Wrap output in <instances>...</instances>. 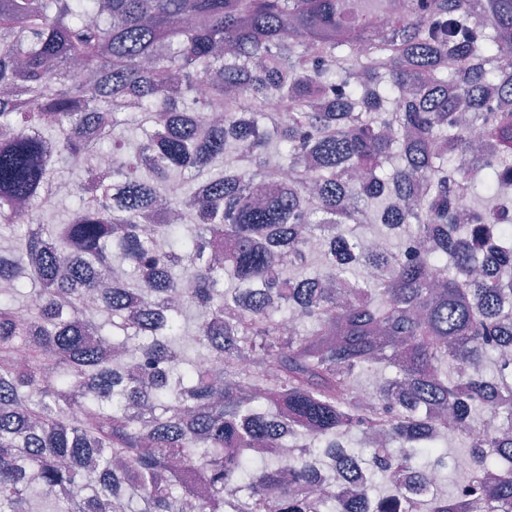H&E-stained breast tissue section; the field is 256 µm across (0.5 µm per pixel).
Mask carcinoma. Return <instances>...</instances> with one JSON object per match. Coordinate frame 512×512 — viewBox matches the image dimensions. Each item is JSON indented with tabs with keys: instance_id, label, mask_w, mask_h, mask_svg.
<instances>
[{
	"instance_id": "1",
	"label": "carcinoma",
	"mask_w": 512,
	"mask_h": 512,
	"mask_svg": "<svg viewBox=\"0 0 512 512\" xmlns=\"http://www.w3.org/2000/svg\"><path fill=\"white\" fill-rule=\"evenodd\" d=\"M2 227L0 512H512V0H0Z\"/></svg>"
}]
</instances>
